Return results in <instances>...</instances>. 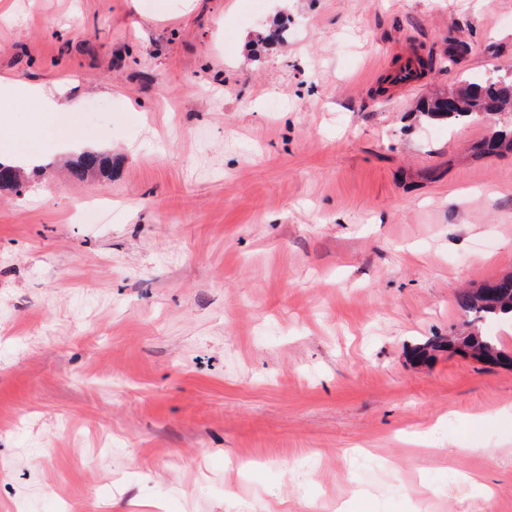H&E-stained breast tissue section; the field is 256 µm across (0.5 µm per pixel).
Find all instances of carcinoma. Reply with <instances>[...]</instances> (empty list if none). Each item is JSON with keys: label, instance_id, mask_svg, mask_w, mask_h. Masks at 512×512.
Segmentation results:
<instances>
[{"label": "carcinoma", "instance_id": "obj_1", "mask_svg": "<svg viewBox=\"0 0 512 512\" xmlns=\"http://www.w3.org/2000/svg\"><path fill=\"white\" fill-rule=\"evenodd\" d=\"M460 91V102L455 109L450 111L433 99L420 107L422 117L427 121H445L451 127L512 112V78L502 81L498 76H490L480 83H466L460 87ZM491 148L501 152L512 151V128L495 129L479 144V149L484 153ZM80 167L85 173L112 177V164L106 158L83 155L80 157ZM456 304L473 324L497 322L498 314L512 312V274L497 278L476 292H459ZM439 351L468 355L474 359L487 357L501 367L512 368V354L500 347L498 337L479 332L463 336H436L414 348L413 354L416 360L424 361Z\"/></svg>", "mask_w": 512, "mask_h": 512}]
</instances>
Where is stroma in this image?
Listing matches in <instances>:
<instances>
[{
    "label": "stroma",
    "instance_id": "1",
    "mask_svg": "<svg viewBox=\"0 0 512 512\" xmlns=\"http://www.w3.org/2000/svg\"><path fill=\"white\" fill-rule=\"evenodd\" d=\"M4 8L112 178L45 137L0 191V512H512V370L411 356L512 273V117L416 112L512 73V0Z\"/></svg>",
    "mask_w": 512,
    "mask_h": 512
}]
</instances>
